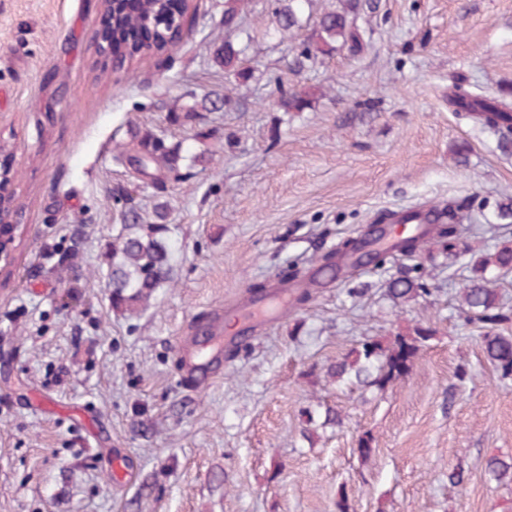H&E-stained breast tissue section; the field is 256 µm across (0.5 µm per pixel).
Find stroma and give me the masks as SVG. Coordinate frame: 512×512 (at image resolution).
Listing matches in <instances>:
<instances>
[{"instance_id":"obj_1","label":"stroma","mask_w":512,"mask_h":512,"mask_svg":"<svg viewBox=\"0 0 512 512\" xmlns=\"http://www.w3.org/2000/svg\"><path fill=\"white\" fill-rule=\"evenodd\" d=\"M224 2L200 0L161 62L116 73L95 50L98 0H0V163L23 215L0 272V512H336L342 493L349 512H512V485L485 473L512 457V376L458 300L473 260L512 247V131L448 102L512 105V0H378L353 17L360 50L312 60L338 0H311L291 35L276 0H248L238 29ZM228 41L242 78L224 70ZM278 85L309 89L308 106L285 111ZM152 133L180 149L178 170L139 171L133 145ZM451 201L489 234L450 249L434 232L322 274L401 208ZM132 206L166 224L173 281L119 309L105 274ZM289 272L311 286L287 316L238 334L240 303ZM403 272L428 293L397 305L386 289ZM219 310L237 340L222 375L189 384L176 339ZM417 326L435 334L395 386L327 377ZM329 407L342 426L324 424Z\"/></svg>"}]
</instances>
